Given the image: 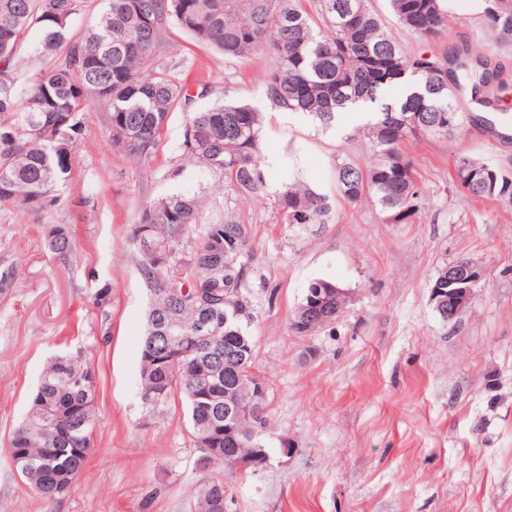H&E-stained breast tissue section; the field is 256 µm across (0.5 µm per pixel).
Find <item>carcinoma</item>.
<instances>
[{
    "label": "carcinoma",
    "mask_w": 512,
    "mask_h": 512,
    "mask_svg": "<svg viewBox=\"0 0 512 512\" xmlns=\"http://www.w3.org/2000/svg\"><path fill=\"white\" fill-rule=\"evenodd\" d=\"M87 0H0V206L45 220L47 249L62 258L75 247L70 227L51 222L66 202L82 115L105 109L109 139L129 162L148 168L169 118L186 114L183 141L168 177L187 166L210 171L240 198L265 188L261 150L263 115L246 102L217 101L190 109L195 95L175 69L161 60L169 25L230 61L268 52L274 66L264 76V93L276 107L308 114L328 126L336 113L378 105L364 126L372 160L364 168L336 163L339 196L370 198L396 223L422 214L428 196L413 162L402 149L419 133L451 138L463 128V113L446 93L423 98L437 71L448 67V86L463 92L492 82L469 51L446 55L403 49L369 0H104L105 7L76 37L71 22ZM485 33L512 46V0L489 13L481 0ZM397 24L422 39L448 26L444 0H388ZM358 17L355 30L344 21ZM457 179L474 199L512 202V170L480 158L457 162ZM204 199L171 192L140 208L132 232L138 267L150 295L147 332L141 345V403L149 415L164 412L180 394L186 400L191 435L205 428L224 441V416L216 395L224 394V340L255 356L247 331L252 316L217 310L225 318L219 339L202 338L200 324L210 307L198 289L224 294L244 291L249 225L236 212L221 222L201 219ZM275 206L285 224H324L333 210L329 197L300 183L284 185ZM197 226L187 252L182 240ZM95 373L79 355L47 365L26 418L9 445L26 462L12 460L26 484L45 500L71 492L93 445ZM265 430L238 429L249 446L265 447ZM205 468H234L199 445ZM226 484L210 478L192 512H224Z\"/></svg>",
    "instance_id": "1"
}]
</instances>
